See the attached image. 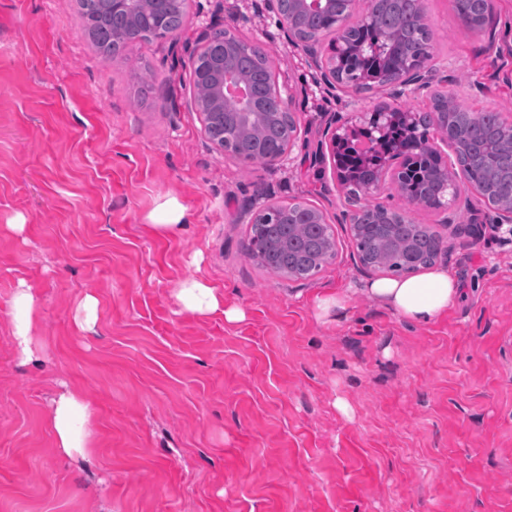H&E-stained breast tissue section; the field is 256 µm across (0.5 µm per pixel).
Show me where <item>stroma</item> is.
Masks as SVG:
<instances>
[{
  "mask_svg": "<svg viewBox=\"0 0 512 512\" xmlns=\"http://www.w3.org/2000/svg\"><path fill=\"white\" fill-rule=\"evenodd\" d=\"M494 3L475 32L452 0H426L432 62L449 98L512 121V0ZM77 9L0 0V512H512V244L497 210L413 207L393 182L375 196L447 237L461 288L446 317L406 322L363 293L349 189L333 158L312 161L327 119L373 112L383 86L354 101L327 89L264 0H189L176 40L138 45L130 65L96 53ZM228 15L269 47L292 102L298 138L275 170L225 155L194 106L197 36ZM169 198L193 217L175 233L150 220ZM290 198L336 238L308 280L247 255L245 210ZM191 277L244 319L183 310ZM23 284L40 348L27 365L10 339ZM329 289L347 303L323 321L313 301ZM66 390L90 409L85 457L54 447Z\"/></svg>",
  "mask_w": 512,
  "mask_h": 512,
  "instance_id": "1",
  "label": "stroma"
}]
</instances>
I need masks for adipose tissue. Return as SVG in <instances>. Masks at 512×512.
Here are the masks:
<instances>
[{
    "label": "adipose tissue",
    "mask_w": 512,
    "mask_h": 512,
    "mask_svg": "<svg viewBox=\"0 0 512 512\" xmlns=\"http://www.w3.org/2000/svg\"><path fill=\"white\" fill-rule=\"evenodd\" d=\"M364 290L384 307L411 323L438 320L447 313L460 293L456 278L444 268L435 269L420 278L378 279L366 283ZM175 297L184 309L200 315L220 311L230 321L244 317L240 309L225 308L223 294L199 279L182 282ZM13 303L16 309L12 331L14 344L22 363L36 362L31 336L35 322L31 288H19ZM88 418L87 408L75 395H60L54 401L50 412L56 448L69 455L85 454L90 444Z\"/></svg>",
    "instance_id": "1"
}]
</instances>
